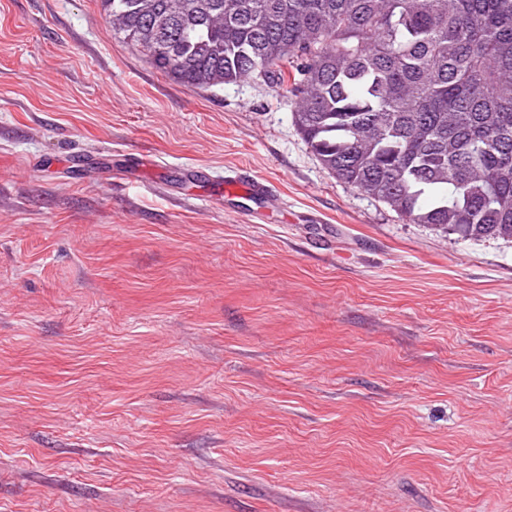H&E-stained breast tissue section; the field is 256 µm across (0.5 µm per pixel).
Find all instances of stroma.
Segmentation results:
<instances>
[{
  "label": "stroma",
  "instance_id": "obj_1",
  "mask_svg": "<svg viewBox=\"0 0 512 512\" xmlns=\"http://www.w3.org/2000/svg\"><path fill=\"white\" fill-rule=\"evenodd\" d=\"M292 110L0 0V512H512V241L361 194ZM234 176L226 182L227 191H244L254 197L271 199L274 185L252 174L251 170L244 166L235 167L232 170Z\"/></svg>",
  "mask_w": 512,
  "mask_h": 512
}]
</instances>
